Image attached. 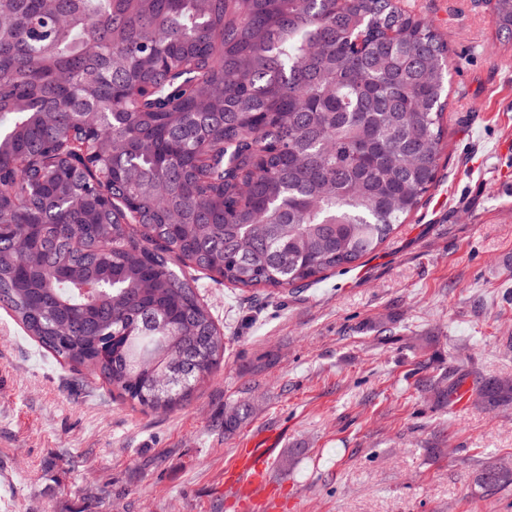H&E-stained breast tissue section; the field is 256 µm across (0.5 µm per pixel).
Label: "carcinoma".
Returning <instances> with one entry per match:
<instances>
[{
  "instance_id": "cac0c4a2",
  "label": "carcinoma",
  "mask_w": 512,
  "mask_h": 512,
  "mask_svg": "<svg viewBox=\"0 0 512 512\" xmlns=\"http://www.w3.org/2000/svg\"><path fill=\"white\" fill-rule=\"evenodd\" d=\"M0 14V305L134 405L172 410L224 361L182 267L238 288L316 283L376 252L436 182L448 42L399 0H0ZM494 14L511 41L512 0ZM463 384L425 388L452 402ZM467 393L507 402L512 386ZM478 482L512 485V467Z\"/></svg>"
}]
</instances>
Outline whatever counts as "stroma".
<instances>
[{"label":"stroma","mask_w":512,"mask_h":512,"mask_svg":"<svg viewBox=\"0 0 512 512\" xmlns=\"http://www.w3.org/2000/svg\"><path fill=\"white\" fill-rule=\"evenodd\" d=\"M447 40L437 181L394 238L304 288L198 274L224 361L144 411L56 361L0 308V512H234L224 471L271 446L287 512H512V402L445 406L446 370L512 385V45L488 0H402ZM249 404L225 433L224 415ZM464 379L457 377L453 372L441 374L425 384V389H430L436 395L439 402L442 400L448 403L455 401L456 396L463 387ZM477 480L482 486L492 489L512 485V467L504 463L488 465Z\"/></svg>","instance_id":"35a3bbf8"}]
</instances>
